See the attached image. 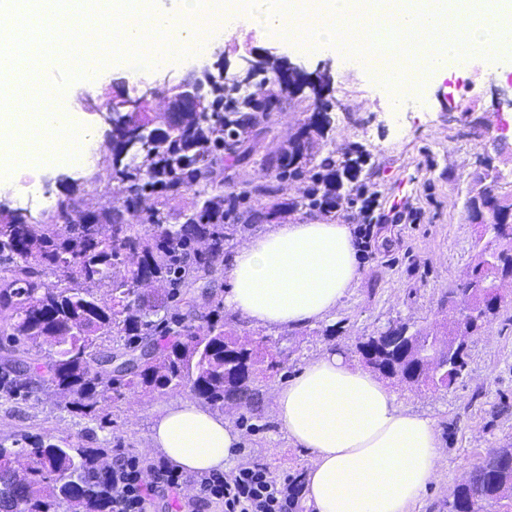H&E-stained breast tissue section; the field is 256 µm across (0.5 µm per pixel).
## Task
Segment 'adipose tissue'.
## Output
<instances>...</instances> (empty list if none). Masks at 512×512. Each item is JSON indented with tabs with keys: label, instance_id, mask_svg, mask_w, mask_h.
<instances>
[{
	"label": "adipose tissue",
	"instance_id": "ef3b65f1",
	"mask_svg": "<svg viewBox=\"0 0 512 512\" xmlns=\"http://www.w3.org/2000/svg\"><path fill=\"white\" fill-rule=\"evenodd\" d=\"M223 265L225 310L269 329L325 320L361 278L352 226L318 217L247 236ZM271 410L289 442L307 452L308 512H410L439 472L433 420L336 349L275 386ZM242 441L230 414L185 399L161 410L149 451L182 471L221 473Z\"/></svg>",
	"mask_w": 512,
	"mask_h": 512
}]
</instances>
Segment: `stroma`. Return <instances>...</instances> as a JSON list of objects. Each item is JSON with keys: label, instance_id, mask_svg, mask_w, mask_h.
<instances>
[{"label": "stroma", "instance_id": "stroma-1", "mask_svg": "<svg viewBox=\"0 0 512 512\" xmlns=\"http://www.w3.org/2000/svg\"><path fill=\"white\" fill-rule=\"evenodd\" d=\"M220 48L221 55L188 57L146 75L109 64L97 83L73 82L76 123L105 137L108 126L96 107L119 84L132 97L149 88L163 95L166 74L184 77L220 63L230 79L238 73L241 57L270 49L304 65L310 73L327 61L332 65L329 99L333 110L331 126L319 144L320 156L341 164L363 155L361 166L344 178V190L365 187L385 208L402 190L422 214L417 224L375 227L366 252L360 255V283L329 320L299 331H276L225 315L227 326L247 337L264 361L281 363L279 370L258 376L260 403L235 416L243 434L239 460L255 459L281 478L303 471L305 459L303 449L289 443L270 415L269 392L274 386L287 383L326 347L358 359V342L391 321L446 332L467 305L463 288L477 253L491 235L469 221L466 200L482 187L512 194V128L502 134L484 125L485 117L494 112L512 124V108L498 103L499 94L512 92V72L489 64L449 69L416 92L417 108L396 112L392 95L380 80L345 57L306 50L243 28ZM312 111L308 94L294 96L275 113L273 136L254 141L250 158L227 170L228 186L243 191L269 186V193L255 205L257 228H264L263 216L273 207L280 208L284 224L309 214L297 205L305 183L275 180L263 168L262 159L286 144ZM97 161L94 169H73L52 161L34 191L16 178L0 180V202L31 222L48 220L59 199L68 194L83 199L84 210L110 209L119 203L120 186L113 179L97 181L95 171L111 170V150H98ZM225 187L215 184L209 192L220 194ZM497 289L502 297L499 312L471 337L467 367L455 385L417 389L395 379L389 382L405 406L434 420L444 456L437 479L412 512H448L444 503L449 494L482 457L490 449L512 445V282H498ZM193 396L188 386L165 394L122 388L110 393L93 412L75 409L51 388L27 400L0 396V442L18 449L37 436L52 443L63 438L78 448L101 449L110 460L135 455L148 464L155 460L148 446L158 412L177 399Z\"/></svg>", "mask_w": 512, "mask_h": 512}]
</instances>
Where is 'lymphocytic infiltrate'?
<instances>
[{
    "label": "lymphocytic infiltrate",
    "mask_w": 512,
    "mask_h": 512,
    "mask_svg": "<svg viewBox=\"0 0 512 512\" xmlns=\"http://www.w3.org/2000/svg\"><path fill=\"white\" fill-rule=\"evenodd\" d=\"M348 206L366 239L370 238L373 225L416 224L421 220L420 212L413 207L402 214L385 213L377 196L361 187L354 188ZM153 473L155 481L150 484L143 479L142 463L137 457L113 461L111 478L102 490L109 512H148L158 483L175 497L180 496L186 483H193L199 491V501L218 504L224 512H293L302 490L298 478L288 475L276 478L250 459L224 475L202 474L190 478L164 466L154 467Z\"/></svg>",
    "instance_id": "f902f5d3"
}]
</instances>
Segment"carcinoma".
Here are the masks:
<instances>
[{
	"label": "carcinoma",
	"mask_w": 512,
	"mask_h": 512,
	"mask_svg": "<svg viewBox=\"0 0 512 512\" xmlns=\"http://www.w3.org/2000/svg\"><path fill=\"white\" fill-rule=\"evenodd\" d=\"M278 90L271 107L252 103L237 84L215 81L208 85V115H180V126L154 143L130 147L134 117L112 123V156L116 178L124 185L121 205L83 224H31L19 213L0 205V312L9 311L11 348L0 356V392L30 397L43 387L69 395L71 405L92 408L118 387H142L167 393L191 384L193 392L212 406L231 403L253 406L260 401L254 386L257 353L236 333L224 329L218 318L204 324L188 322L191 313L156 321L152 315L168 311L181 288L217 272L224 246L250 223V208L242 194L225 207V195H211L215 166L224 152L240 162L251 152V141L272 131L273 113L293 97L291 87L301 77L286 81L271 64ZM328 103L314 112L288 144L270 152L263 165L279 181L308 178L311 186L302 205L329 209L336 197L339 171L359 164L350 160L343 169L327 156L316 160L319 140L329 127ZM194 192L192 205L177 213L170 224L173 203ZM154 197L147 216L153 232H140L124 220L140 210L145 197ZM498 223L487 225L492 240L480 250L469 287L473 305L494 315L497 304L482 294L496 268L512 265V249L497 243L499 234L512 230V196H492ZM38 266H33L31 261ZM125 265L118 277L110 270ZM58 278L50 286L43 277ZM165 282L166 288L145 289L143 283ZM98 282L110 288L98 298L83 284ZM171 341H154L159 328ZM125 336L123 347L102 348L106 337ZM432 332L390 322L357 348L376 372L398 373L416 385L449 388L462 375L466 360L429 376L420 370V352L431 346ZM48 344L54 352L45 359L29 356V348ZM30 463L20 471L17 457ZM97 448H75L65 440L35 441L22 453L0 443V512H49L65 503L69 512H104L101 485L107 468ZM512 508V447L485 455L445 502L448 512H485L486 507Z\"/></svg>",
	"instance_id": "carcinoma-1"
}]
</instances>
